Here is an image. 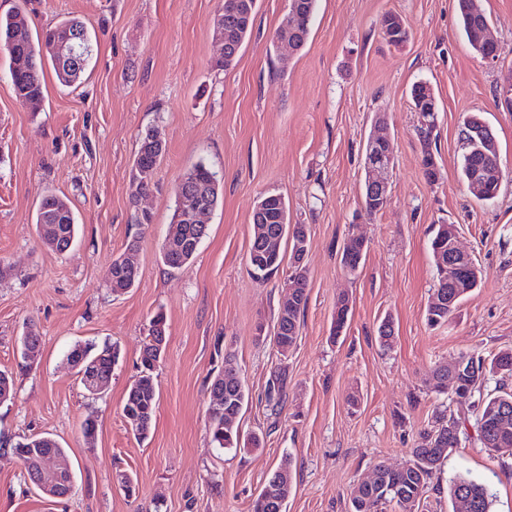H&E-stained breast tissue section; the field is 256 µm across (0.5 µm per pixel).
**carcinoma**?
<instances>
[{
	"label": "carcinoma",
	"instance_id": "obj_1",
	"mask_svg": "<svg viewBox=\"0 0 512 512\" xmlns=\"http://www.w3.org/2000/svg\"><path fill=\"white\" fill-rule=\"evenodd\" d=\"M318 0H299L302 5L301 15L283 20L276 29L273 39L288 35L302 49L311 34V24L316 12ZM458 22L463 35L471 49L478 55L487 54V48L478 45V32L489 26V20L482 11L472 9L471 0H457ZM223 23L233 26V36L224 55L214 61V67L227 70L237 62L241 50L253 29V24L246 23V18L235 20L223 16ZM82 34L89 39L84 24L76 18H65L56 26L47 30L37 40H32L29 33L27 15L16 10L0 16V44L5 46L9 57L8 75L18 101H40L43 98L42 62L51 63L57 80L62 85L75 83L89 64L91 55H86L78 65L61 61L57 45L64 42L72 32ZM383 36L394 45L407 40L406 28L396 24V15L387 13L381 20ZM413 106L417 107L425 99L434 98L431 86L418 82L410 89ZM469 127L483 129L488 135L492 130L483 120L481 113L469 112L462 118L460 130ZM431 138L422 139L421 169L424 178L433 183L438 180L439 170H429L433 166V154L430 151ZM165 152L162 142L156 140L155 130L146 129L140 135L139 149L132 165L131 184L133 197L145 193L152 181L155 170ZM499 155L477 148L469 154H460V178L465 186L473 184L475 172L488 165ZM187 186L197 190L201 198L211 209H216L222 200L221 178L213 168L200 161L181 175ZM180 204H175L167 233L176 234L186 241L185 246L176 252L161 247V261L172 270L189 267L195 259L198 247L207 233L200 232L199 225L189 219H181ZM254 228L249 250V264L253 274L265 279L269 274L279 270L283 263L298 272L301 282H306L304 267L297 265L300 251L299 244L309 245L305 224L291 225L288 220V206L279 194L267 193L257 202L253 214ZM53 225L52 236L40 235L41 241L48 249L65 252L73 245L78 224L74 212L66 199L54 193L45 194L36 214L37 229L42 225ZM454 225H438L430 240V249L435 267H440V259L448 252V240L453 237ZM367 251L353 242L343 243L341 263L349 271H356L364 262ZM139 271L132 270L125 264V254L112 259L107 278L112 292L121 294L134 287ZM482 281L481 269L474 265L465 273L463 287L454 288L438 284L426 309V321L431 327L448 321V316L456 309L458 303L478 288ZM307 304L305 288L297 289L291 297L281 304L274 326L273 340L283 352L292 348L298 339L300 317ZM166 340V318L163 313H156L150 320L148 334L141 347L140 375L130 384L123 406L124 416L130 421L134 434L140 438L147 437L156 416L158 390L154 379V369L160 362L154 351L158 344ZM72 365L77 369V377L82 386H87V376H92L99 383L106 385L112 379V366L118 362L119 354L112 345L94 342L75 344L67 354ZM488 373L500 375L498 385L491 391H484L483 381ZM455 377L471 385L468 399V412L474 419L477 440L484 448L502 457L512 458V350L498 353L491 362L477 350L458 356L457 370L452 372L446 366H438L432 373V389L440 394L447 393L448 379ZM211 395L224 398V405L208 414V430L212 442L217 447L236 448L240 434L234 427L236 418L246 404L248 395L244 382L232 372L222 371L210 386ZM464 420L448 414L444 410L435 413L434 425L419 433L417 441L410 449V459L399 472H392L382 465H377L373 479L368 484L358 485L351 493L352 512H383V505L397 500L402 510H415L426 494L432 475L448 454L460 443ZM25 449L42 455L65 456L66 449L55 440L45 436H31L22 440ZM270 489L266 498L256 497L250 512H285L284 505L292 491L291 460L281 461L266 483ZM448 497L452 503L466 499L469 503L467 512H491L492 498L486 485L478 479L458 474L448 484Z\"/></svg>",
	"mask_w": 512,
	"mask_h": 512
}]
</instances>
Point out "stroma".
I'll use <instances>...</instances> for the list:
<instances>
[{
    "instance_id": "1",
    "label": "stroma",
    "mask_w": 512,
    "mask_h": 512,
    "mask_svg": "<svg viewBox=\"0 0 512 512\" xmlns=\"http://www.w3.org/2000/svg\"><path fill=\"white\" fill-rule=\"evenodd\" d=\"M223 0H0V15L23 8L31 33L77 17L93 57L79 80L61 85L44 68L38 111L24 108L0 50V369L15 372L16 395L0 406V432L47 436L66 448L75 479L52 498L35 489L13 456L0 455V512H250L283 458L292 460L286 512H351L354 486L376 465H405L419 432L447 396L427 380L460 353L486 358L512 350V112L498 90L512 73V0H478L497 42L486 60L460 35L456 0H318L307 44L273 48L288 0H257L252 33L237 65L212 66L220 48L212 18ZM408 31L401 45L380 31L386 13ZM435 93L440 177L421 172L412 84ZM483 113L504 177L496 199H475L458 174V126ZM384 116L393 167L386 207L361 208L365 147ZM165 145L149 191L132 201L131 164L145 129ZM224 179V203L185 270L160 248L174 210L177 178L198 161ZM65 197L78 219L72 248L57 253L36 232L42 195ZM282 194L290 221L309 228L303 265L308 304L296 345L275 348L273 325L287 270L256 280L247 264L251 216L266 193ZM147 210L135 259L138 281L114 294L107 270L123 252L134 209ZM440 224L484 272L447 323L431 328L425 310L439 275L430 239ZM368 251L353 273L340 262L345 239ZM351 318L332 339L339 295ZM167 321L155 371L158 410L147 439L123 415L136 361L156 312ZM392 316L395 336L377 328ZM34 326L39 357L21 368L19 338ZM120 351L112 380L97 394L66 359L78 342ZM232 358L249 390L238 418L240 447H215L207 427L209 386ZM279 399L268 400L269 384ZM93 418L85 437L81 424ZM260 447H252L251 436ZM128 473L135 495L117 484ZM484 481L493 512H512V459L462 439L444 461L417 512H449L448 481Z\"/></svg>"
}]
</instances>
